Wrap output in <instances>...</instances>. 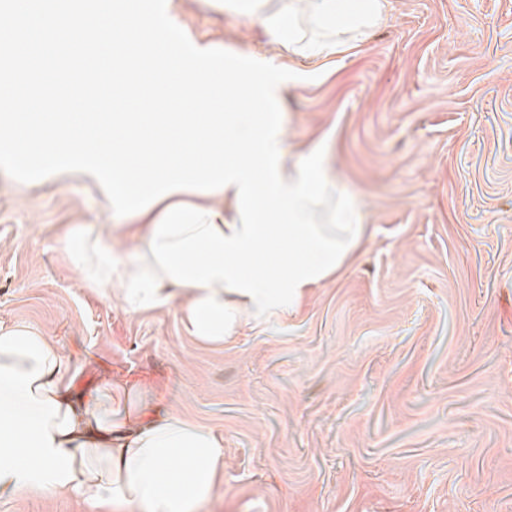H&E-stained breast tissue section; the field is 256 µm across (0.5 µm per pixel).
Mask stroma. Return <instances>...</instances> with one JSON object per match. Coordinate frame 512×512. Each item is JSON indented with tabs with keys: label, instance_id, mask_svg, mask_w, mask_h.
Instances as JSON below:
<instances>
[{
	"label": "stroma",
	"instance_id": "stroma-1",
	"mask_svg": "<svg viewBox=\"0 0 512 512\" xmlns=\"http://www.w3.org/2000/svg\"><path fill=\"white\" fill-rule=\"evenodd\" d=\"M387 12L314 59L215 0L179 5L190 39L294 72L278 90L288 162L324 148L366 226L282 322L212 344L178 305L87 287L63 238L117 216L81 178L0 171V322L53 337L77 387L112 380L222 434L202 512H512V0ZM0 512L88 510L16 493Z\"/></svg>",
	"mask_w": 512,
	"mask_h": 512
}]
</instances>
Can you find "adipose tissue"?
<instances>
[{
  "mask_svg": "<svg viewBox=\"0 0 512 512\" xmlns=\"http://www.w3.org/2000/svg\"><path fill=\"white\" fill-rule=\"evenodd\" d=\"M233 11L258 17L291 52L318 58L335 52L337 36L375 25L386 0H310L306 19L267 11L266 0H229ZM173 195L129 217L137 241L131 258L115 254L111 235L89 224L63 248L100 292L118 289L130 309L148 310L183 299L192 336L220 343L249 324L250 295L212 284L182 285L160 270L151 250L156 222ZM75 374L56 343L25 324L0 323V495L63 490L97 508L131 503L144 512H197L213 494L223 468L224 439L178 412L145 419L141 400L104 406L111 384L91 395L74 388Z\"/></svg>",
  "mask_w": 512,
  "mask_h": 512,
  "instance_id": "obj_1",
  "label": "adipose tissue"
}]
</instances>
